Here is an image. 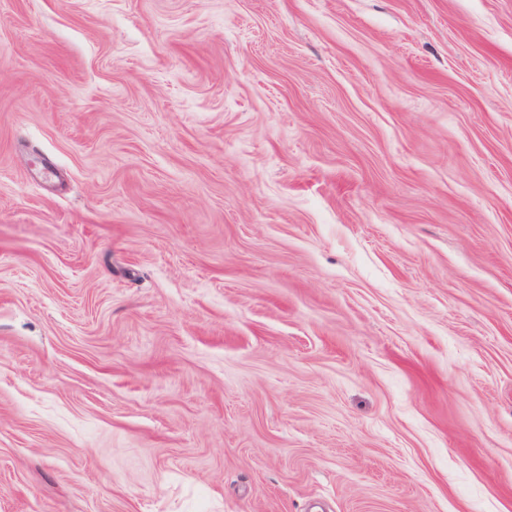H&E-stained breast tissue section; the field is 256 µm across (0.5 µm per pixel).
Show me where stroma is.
Here are the masks:
<instances>
[{
	"label": "stroma",
	"instance_id": "1",
	"mask_svg": "<svg viewBox=\"0 0 512 512\" xmlns=\"http://www.w3.org/2000/svg\"><path fill=\"white\" fill-rule=\"evenodd\" d=\"M0 512H512V0H0Z\"/></svg>",
	"mask_w": 512,
	"mask_h": 512
}]
</instances>
